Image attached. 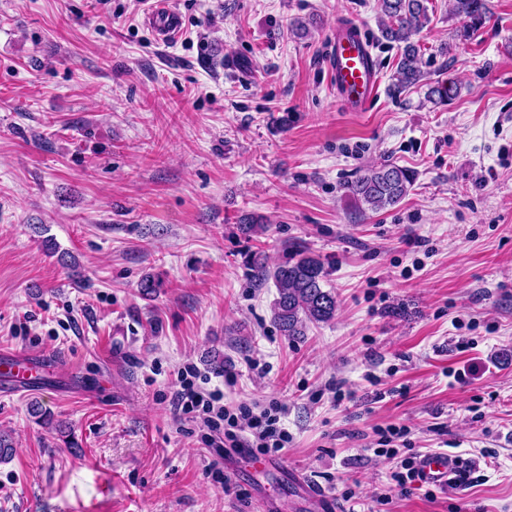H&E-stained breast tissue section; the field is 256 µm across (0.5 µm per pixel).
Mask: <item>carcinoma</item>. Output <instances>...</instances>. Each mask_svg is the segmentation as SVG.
Instances as JSON below:
<instances>
[{"mask_svg": "<svg viewBox=\"0 0 512 512\" xmlns=\"http://www.w3.org/2000/svg\"><path fill=\"white\" fill-rule=\"evenodd\" d=\"M381 36L400 49L395 83L392 91L400 93L422 80L419 69L420 47L413 37L430 23L427 0H379ZM489 8L486 0H452L451 15L462 21L455 36L468 40L484 23ZM458 94L456 84L435 81L428 90V98L444 104ZM415 173L394 162H387L366 170L347 189L357 200L377 211L398 204L410 192ZM268 228L260 215H247L240 220L245 235ZM292 256L272 269L255 261V277L260 281L274 280L277 298L273 303V323L288 337L305 335L307 325L328 323L336 316V294L325 287L329 275L324 260L309 248L292 245Z\"/></svg>", "mask_w": 512, "mask_h": 512, "instance_id": "1", "label": "carcinoma"}]
</instances>
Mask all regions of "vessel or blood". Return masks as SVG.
<instances>
[{
	"instance_id": "obj_1",
	"label": "vessel or blood",
	"mask_w": 512,
	"mask_h": 512,
	"mask_svg": "<svg viewBox=\"0 0 512 512\" xmlns=\"http://www.w3.org/2000/svg\"><path fill=\"white\" fill-rule=\"evenodd\" d=\"M158 41L168 43L181 31L178 13L169 0H156V6L144 18ZM329 69L336 95L356 111H364L375 97L380 76L375 64L371 45L361 33H348L346 28L336 30L329 47ZM36 362L25 353L11 350L0 353V370L4 371L12 388L25 389L34 380ZM419 469L425 481L447 483L461 477L465 465L460 457L448 453L422 456Z\"/></svg>"
}]
</instances>
